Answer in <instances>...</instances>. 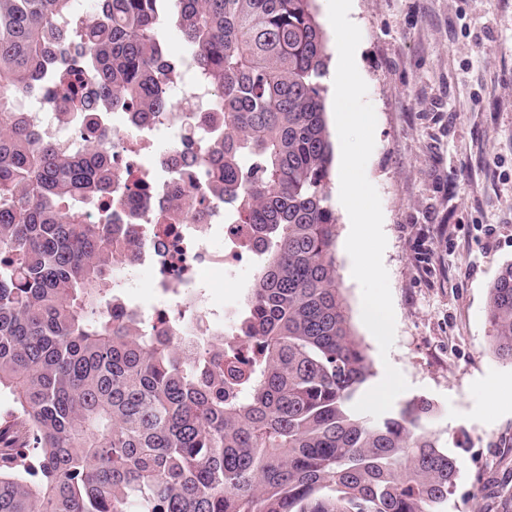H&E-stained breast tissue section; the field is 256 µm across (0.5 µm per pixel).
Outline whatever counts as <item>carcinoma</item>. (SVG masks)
I'll list each match as a JSON object with an SVG mask.
<instances>
[{
	"instance_id": "carcinoma-1",
	"label": "carcinoma",
	"mask_w": 512,
	"mask_h": 512,
	"mask_svg": "<svg viewBox=\"0 0 512 512\" xmlns=\"http://www.w3.org/2000/svg\"><path fill=\"white\" fill-rule=\"evenodd\" d=\"M76 2L0 0V512H441L459 466L431 405L353 409L372 372L336 270L314 0H95L89 20ZM169 25L222 126L174 106ZM53 86L75 145L28 130L22 102ZM118 112L179 114L181 165L224 223L253 225L233 326L204 327L192 304L154 323L117 288L136 235L168 246L112 223L134 191L94 131ZM487 318L512 363V263Z\"/></svg>"
}]
</instances>
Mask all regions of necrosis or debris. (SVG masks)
I'll return each instance as SVG.
<instances>
[{"label": "necrosis or debris", "instance_id": "1", "mask_svg": "<svg viewBox=\"0 0 512 512\" xmlns=\"http://www.w3.org/2000/svg\"><path fill=\"white\" fill-rule=\"evenodd\" d=\"M70 103L52 88L45 94L39 106L29 114L31 127L45 143L58 141L66 133ZM125 130L115 133L111 124L99 125L98 134L113 153L126 156L140 151L151 154L153 165L158 170H167V161L172 154L171 147L179 143L180 131L176 126L162 127L150 119L139 120L134 114L123 119ZM167 138L170 148L157 150L159 138ZM170 185H163L148 193L149 211L158 228L167 230L172 242L163 255L157 256L145 251L131 253L120 266L116 283L123 292L138 287L140 272L151 267L156 275L153 279L156 289L176 288L175 305L192 303L197 305L209 326H224L230 323L235 306L232 303L214 305L211 293L205 292V273L212 269L223 270L225 275H233L237 263L236 256L242 253L243 243L253 237V228L248 224H228L224 221V206L212 203L210 217L204 224H187L182 211L171 204ZM222 235L223 248L212 244L214 235Z\"/></svg>", "mask_w": 512, "mask_h": 512}]
</instances>
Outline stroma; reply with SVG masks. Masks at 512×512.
<instances>
[{
    "label": "stroma",
    "mask_w": 512,
    "mask_h": 512,
    "mask_svg": "<svg viewBox=\"0 0 512 512\" xmlns=\"http://www.w3.org/2000/svg\"><path fill=\"white\" fill-rule=\"evenodd\" d=\"M376 114L366 176L381 200L395 340L361 319L331 176L336 267L370 385L394 366L459 463L443 512H512V364L489 351L490 288L512 263V0H352Z\"/></svg>",
    "instance_id": "stroma-1"
}]
</instances>
